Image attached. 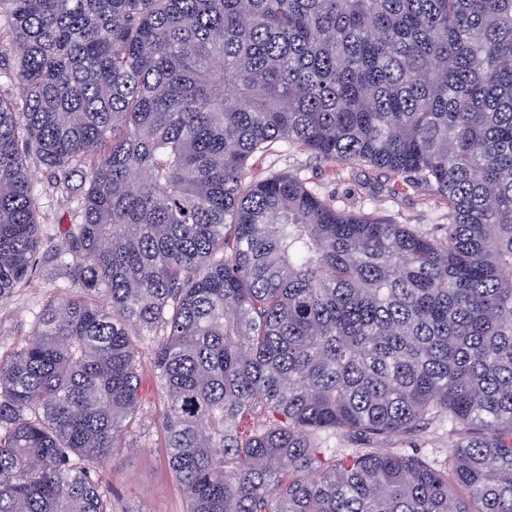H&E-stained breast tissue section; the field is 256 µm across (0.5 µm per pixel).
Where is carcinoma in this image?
Wrapping results in <instances>:
<instances>
[{
	"instance_id": "cac0c4a2",
	"label": "carcinoma",
	"mask_w": 512,
	"mask_h": 512,
	"mask_svg": "<svg viewBox=\"0 0 512 512\" xmlns=\"http://www.w3.org/2000/svg\"><path fill=\"white\" fill-rule=\"evenodd\" d=\"M2 12L1 302L40 265L41 196L69 211L61 296L0 361V512H110L133 336L187 512H512V0ZM277 142L415 175L442 237L247 179ZM442 416L468 430L449 468L393 447Z\"/></svg>"
}]
</instances>
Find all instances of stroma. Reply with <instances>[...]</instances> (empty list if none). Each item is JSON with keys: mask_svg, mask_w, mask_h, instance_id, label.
<instances>
[{"mask_svg": "<svg viewBox=\"0 0 512 512\" xmlns=\"http://www.w3.org/2000/svg\"><path fill=\"white\" fill-rule=\"evenodd\" d=\"M285 172L298 176L307 186L337 209L350 213H375L409 225L413 230L438 237L448 221V203L426 186L395 193L393 177L368 167L319 161L284 143L254 157L250 176ZM54 288L41 276L15 288L0 302V360L31 340L36 317L53 298ZM141 376V399L126 446L116 458L95 465L97 477L112 503V512H186V501L166 463L164 414L166 395L152 363L153 342L134 337ZM458 432L447 418L430 424L402 452L444 466Z\"/></svg>", "mask_w": 512, "mask_h": 512, "instance_id": "1", "label": "stroma"}]
</instances>
